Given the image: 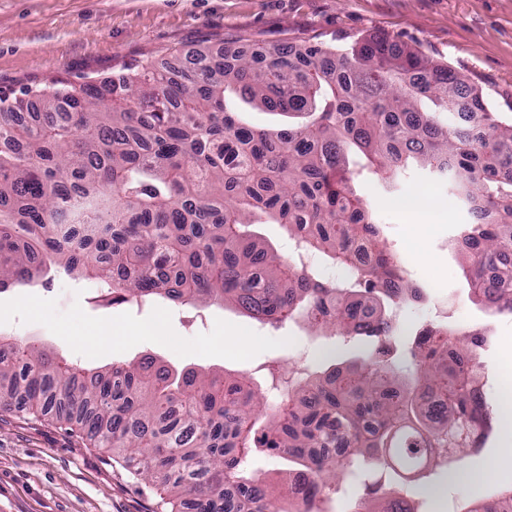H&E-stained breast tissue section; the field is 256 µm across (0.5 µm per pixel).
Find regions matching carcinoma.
Masks as SVG:
<instances>
[{
  "label": "carcinoma",
  "mask_w": 512,
  "mask_h": 512,
  "mask_svg": "<svg viewBox=\"0 0 512 512\" xmlns=\"http://www.w3.org/2000/svg\"><path fill=\"white\" fill-rule=\"evenodd\" d=\"M238 100L304 121L258 129L238 118ZM462 101L482 115V134L444 123ZM414 166L448 180L468 207L457 243L470 253L469 286L512 313V124L453 70L383 37L345 50L203 47L180 68L0 92V292L59 265L106 285L114 302L221 298L270 323L299 316L345 336L373 326L368 362L342 370L328 353L325 376L296 382L271 408L244 374H173L151 361L94 372L0 339V408L85 433L160 484L171 512H312L246 473L254 448L323 491L354 477L374 490V464L400 477L458 471L462 457L432 449L478 454L491 435L478 389L488 337L437 326L441 343L407 348L416 370L397 382L396 328L373 296L420 292L352 186L368 171L398 190ZM255 224L285 225L344 276L283 258Z\"/></svg>",
  "instance_id": "1"
}]
</instances>
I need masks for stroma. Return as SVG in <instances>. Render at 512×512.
<instances>
[{
    "label": "stroma",
    "mask_w": 512,
    "mask_h": 512,
    "mask_svg": "<svg viewBox=\"0 0 512 512\" xmlns=\"http://www.w3.org/2000/svg\"><path fill=\"white\" fill-rule=\"evenodd\" d=\"M375 34L464 76L512 122V0H0V90L56 77L78 85L203 45L229 53L284 42L344 48ZM355 190L381 244L407 255L411 279L430 297L398 309L399 340L409 343L426 323L486 330L493 342L482 369H500L512 319L486 313L470 291L463 273L469 258L451 244L470 216L447 181L418 168L400 191L370 174ZM420 193L445 210L424 242L430 264L410 254L401 209ZM49 277L0 293V336L40 341L51 355L86 367L151 357L171 368L243 373L272 404L288 377L316 371L320 351L338 350L345 361L366 354L357 340L300 320L270 324L213 302L112 304L99 282L79 273L55 268ZM153 322L160 325L154 335L130 332ZM163 496L111 452L84 447L53 423L0 412V512H166Z\"/></svg>",
    "instance_id": "obj_1"
}]
</instances>
